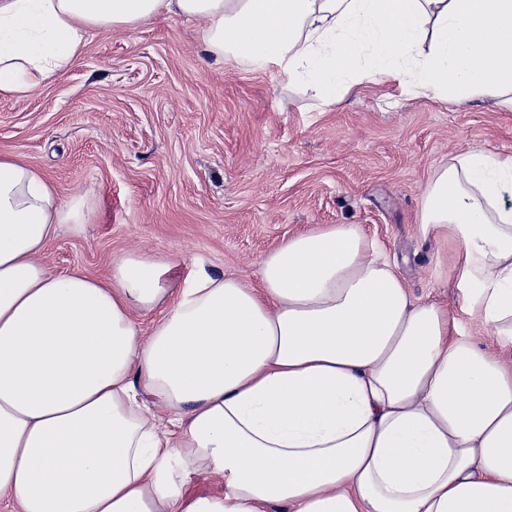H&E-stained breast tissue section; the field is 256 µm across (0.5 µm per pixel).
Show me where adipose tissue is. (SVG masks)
<instances>
[{
  "label": "adipose tissue",
  "instance_id": "adipose-tissue-1",
  "mask_svg": "<svg viewBox=\"0 0 512 512\" xmlns=\"http://www.w3.org/2000/svg\"><path fill=\"white\" fill-rule=\"evenodd\" d=\"M161 15L327 105L379 79L512 93V0H0V92L61 75L94 31ZM511 188L512 157L476 146L422 207V234L460 246L456 286L491 350L356 224L290 236L254 284L199 273L173 289L170 263L140 254L105 278L51 272L45 246L92 210L0 155V512H512ZM137 308L159 310L150 333ZM196 466L222 496L185 495Z\"/></svg>",
  "mask_w": 512,
  "mask_h": 512
}]
</instances>
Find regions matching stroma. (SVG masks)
I'll return each instance as SVG.
<instances>
[{
  "mask_svg": "<svg viewBox=\"0 0 512 512\" xmlns=\"http://www.w3.org/2000/svg\"><path fill=\"white\" fill-rule=\"evenodd\" d=\"M475 145L512 156V108L417 97L393 79L325 106L277 67L216 61L177 16L95 32L62 75L0 94V154L93 209L83 230L61 225L46 245L51 271L106 277L114 257L141 253L174 261L175 287L200 271L253 281L288 236L356 224L415 297L469 330L453 247L419 224L435 173Z\"/></svg>",
  "mask_w": 512,
  "mask_h": 512,
  "instance_id": "1",
  "label": "stroma"
}]
</instances>
